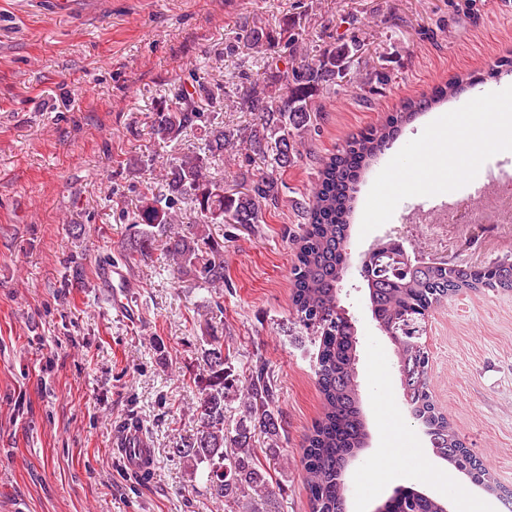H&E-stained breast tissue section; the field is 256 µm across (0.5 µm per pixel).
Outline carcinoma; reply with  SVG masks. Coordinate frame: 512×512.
I'll return each instance as SVG.
<instances>
[{"label":"carcinoma","mask_w":512,"mask_h":512,"mask_svg":"<svg viewBox=\"0 0 512 512\" xmlns=\"http://www.w3.org/2000/svg\"><path fill=\"white\" fill-rule=\"evenodd\" d=\"M361 40L353 35L337 46L311 50L296 66L275 75L278 89L254 85L238 97L236 107L255 115L254 123L227 130L212 125L199 111L194 92L183 89L174 105L153 114L151 134L165 142L182 131L203 128L198 153L170 157L161 163L165 193L141 194L136 211L127 216L130 233L120 245L128 263H147L162 239L173 274L190 276L206 288H228L224 245L212 239L211 224L244 229L257 224L262 211L281 198L280 174L294 163L296 145L308 131L311 113L320 111L316 96L336 82L351 87V68L359 59ZM473 75L456 74L436 85L428 97L408 98L385 120L350 136L335 153L321 160L317 182L300 202L301 233L293 239L291 267L294 325L298 333L319 340L316 372L322 395V416L305 438L303 469L309 512H342L347 498L343 465L363 447L366 422L357 382V336L351 322L339 315V284L350 235L355 180L390 148L398 131L418 114L457 97ZM238 157L237 191L210 176L209 167ZM260 159L270 168H254ZM190 201L194 224L179 223L180 204ZM485 284L512 289V260L492 268L411 265L392 261L388 270L366 279L368 297L382 332L390 337L401 373V388L414 420L427 429L437 457L490 489L492 474L469 453L464 441L439 410L429 387V353L412 345L419 316L429 307L448 303L449 290ZM203 369L195 380L198 427L172 454L197 473L204 468L206 489L229 507L244 512H281L270 474L262 459L280 456L284 431L279 396L265 362L259 360L239 375L229 366L224 343L213 340L202 350ZM237 417H231V414ZM268 447L256 448V435ZM386 512H447L444 503L406 488L385 503Z\"/></svg>","instance_id":"carcinoma-1"}]
</instances>
